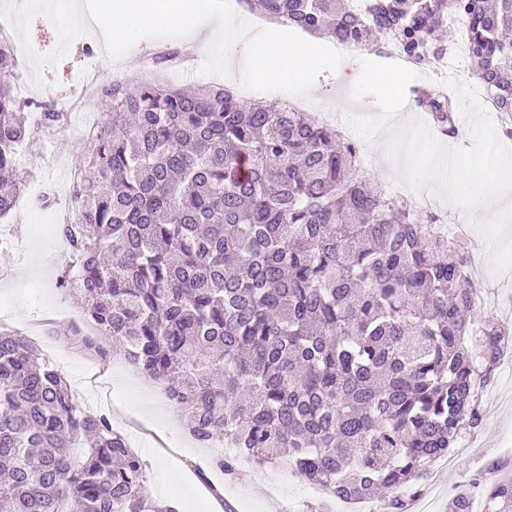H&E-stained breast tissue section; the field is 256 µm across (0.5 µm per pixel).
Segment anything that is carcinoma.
I'll list each match as a JSON object with an SVG mask.
<instances>
[{"mask_svg":"<svg viewBox=\"0 0 512 512\" xmlns=\"http://www.w3.org/2000/svg\"><path fill=\"white\" fill-rule=\"evenodd\" d=\"M308 34L399 54L448 55V18L497 108L512 113V0H237ZM188 47L160 52L173 66ZM18 59L0 37V219L24 188L16 149L60 135L69 113L18 97ZM111 111L85 143L72 220L58 228L105 346L163 385L228 476L238 458L280 449L309 483L341 500L405 492L483 421L479 393L512 330L475 315L469 257L422 212L368 187L359 148L336 126L229 87L195 90L114 79ZM412 101L444 135L455 109L438 86ZM72 448H83L76 460ZM490 465L454 512L491 486L487 512H512V478ZM178 512L155 499L142 463L104 414L86 412L63 371L25 337L0 332V502L10 512Z\"/></svg>","mask_w":512,"mask_h":512,"instance_id":"obj_1","label":"carcinoma"}]
</instances>
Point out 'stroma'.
Wrapping results in <instances>:
<instances>
[{"label":"stroma","instance_id":"stroma-1","mask_svg":"<svg viewBox=\"0 0 512 512\" xmlns=\"http://www.w3.org/2000/svg\"><path fill=\"white\" fill-rule=\"evenodd\" d=\"M101 36L88 31L80 40L71 42L64 58L50 62L59 47V35L45 16L33 18L30 25V50L16 48L20 67L15 76L19 96L48 102L67 97L80 105L81 111L104 113L106 101L101 86L112 78L136 85L157 79L151 59L164 44L160 38L139 40L121 61H111L100 50ZM45 57L43 66L31 61L32 55ZM366 48L352 51L343 65L348 82H330L319 97H306L308 111L336 126H343L351 114L374 115L379 111L376 99L366 95L352 96V77L358 76L361 59L372 58ZM100 72L98 84L89 86L83 80L88 69ZM392 130L378 133L379 148H371L358 139L366 174L371 182L411 196L407 181L398 171L397 160L388 156ZM85 139L77 121H70L64 134L42 137L40 144H21L17 148V164L28 175L23 194L10 218L0 220V238L18 242L19 251L8 259L0 258V267L14 268L7 280L0 279V306L8 307L10 317L1 323L5 329L30 335L38 331L42 352L67 376L72 389L84 394L87 410L92 414L122 417L133 433L132 448L143 462L146 486L158 500L174 504L178 512H201L208 507V490L220 488L224 502L232 512H310L323 501L324 495L309 483L283 485L278 497H270L273 466L247 462L240 465L235 478H227L214 468L212 457L189 436L185 415L170 403L164 392L153 388L126 362H112L94 350L68 345L65 338L72 326L70 316L80 311L75 294L57 282L59 269L44 263V253L51 238L45 225L55 223L56 211L34 205V198L51 188L71 183L76 167L83 163ZM424 194L438 199V209L447 214L448 225L462 229V239L471 256V274L479 291L478 316H492L512 328V270L493 271V244L476 225L468 223L458 206L442 199L437 186L427 185ZM483 422L472 434L471 447H457L449 457L447 470L429 466L428 474L418 485L406 491L419 512H449V503L460 485L483 472L487 464L498 458L512 459V351L504 354L499 367L480 392Z\"/></svg>","mask_w":512,"mask_h":512}]
</instances>
